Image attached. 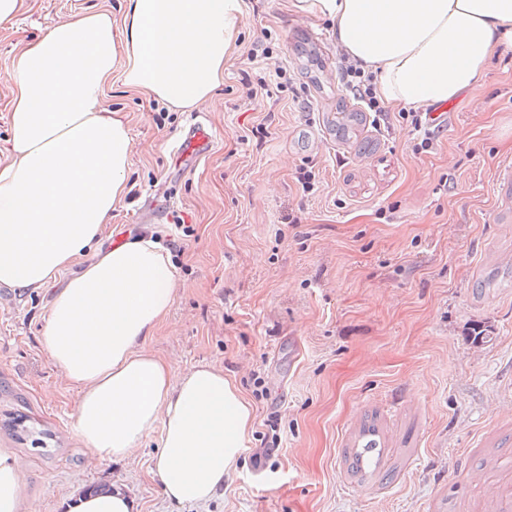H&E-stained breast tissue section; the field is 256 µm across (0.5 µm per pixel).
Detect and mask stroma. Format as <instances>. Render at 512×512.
Returning <instances> with one entry per match:
<instances>
[{"label": "stroma", "mask_w": 512, "mask_h": 512, "mask_svg": "<svg viewBox=\"0 0 512 512\" xmlns=\"http://www.w3.org/2000/svg\"><path fill=\"white\" fill-rule=\"evenodd\" d=\"M241 2L224 83L198 106L216 144L195 168L171 153L191 112L113 78L105 105L125 114L133 151L101 240L149 234L170 252L180 290L148 348L174 372L206 362L239 385L254 418L238 470L209 503L175 506L152 473L158 437L90 462L76 389L39 341L52 288H0V448L20 459L25 497L61 512L115 482L140 512H512V197L496 181L512 165V56L452 99L428 152L391 107L358 128L377 145L361 155L336 136L338 106H362L338 79L331 21L297 0ZM123 5L25 0L0 28V148L17 51ZM371 416L382 448L357 473Z\"/></svg>", "instance_id": "1"}]
</instances>
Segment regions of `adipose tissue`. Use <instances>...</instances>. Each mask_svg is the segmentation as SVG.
<instances>
[{
  "label": "adipose tissue",
  "mask_w": 512,
  "mask_h": 512,
  "mask_svg": "<svg viewBox=\"0 0 512 512\" xmlns=\"http://www.w3.org/2000/svg\"><path fill=\"white\" fill-rule=\"evenodd\" d=\"M337 44L373 77L382 100L426 108L483 76L512 50V0H310ZM241 0H126L61 22L18 52L9 77L7 155L0 163V287L55 285L41 344L77 395L73 428L96 460L130 458L158 436L155 475L167 501L203 504L236 472L253 413L223 369L174 372L147 347L178 295L171 256L143 237L97 242L127 193L132 140L105 107L119 60L124 86L190 109L214 98L234 46ZM95 259L74 263L87 251ZM0 512H31L22 468L0 448ZM66 512H139L127 492L71 498Z\"/></svg>",
  "instance_id": "adipose-tissue-1"
}]
</instances>
